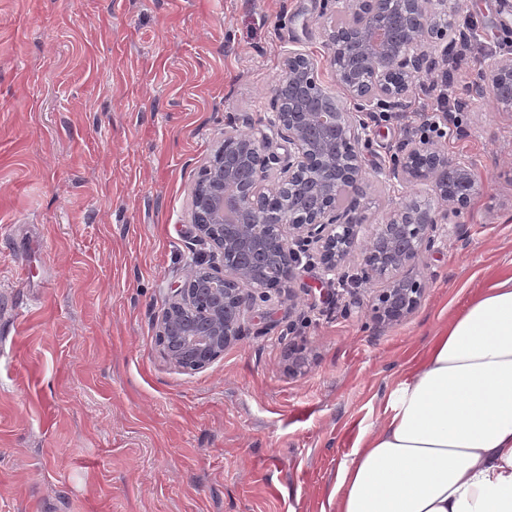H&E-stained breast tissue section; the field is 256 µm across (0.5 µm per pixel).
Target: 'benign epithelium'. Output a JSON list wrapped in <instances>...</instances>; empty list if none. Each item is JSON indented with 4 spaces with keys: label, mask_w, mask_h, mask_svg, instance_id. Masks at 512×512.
<instances>
[{
    "label": "benign epithelium",
    "mask_w": 512,
    "mask_h": 512,
    "mask_svg": "<svg viewBox=\"0 0 512 512\" xmlns=\"http://www.w3.org/2000/svg\"><path fill=\"white\" fill-rule=\"evenodd\" d=\"M336 20L322 27L326 60L345 99L326 92L317 61L290 50L273 90L272 111L242 130L230 119L224 139L193 192L192 233L211 246L194 258L185 280L158 318L165 358L197 371L245 334L250 314L287 292L305 251H316L323 278L343 282V260L361 251L359 284L381 283L370 296L374 321L397 324L420 307L425 285L415 270L421 255L459 226L477 190L472 164L427 141L414 142L375 176L401 195L374 224L361 203L369 172L362 148L374 128L377 101L399 105L414 81L448 62L455 45L453 0H331ZM477 95L495 92L512 112V55L484 66ZM353 103L355 109L347 107ZM288 143L281 158L274 143ZM372 230L359 242L362 226Z\"/></svg>",
    "instance_id": "benign-epithelium-1"
}]
</instances>
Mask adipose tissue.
Wrapping results in <instances>:
<instances>
[{"label": "adipose tissue", "instance_id": "adipose-tissue-1", "mask_svg": "<svg viewBox=\"0 0 512 512\" xmlns=\"http://www.w3.org/2000/svg\"><path fill=\"white\" fill-rule=\"evenodd\" d=\"M338 470L335 512H512V272L406 365Z\"/></svg>", "mask_w": 512, "mask_h": 512}]
</instances>
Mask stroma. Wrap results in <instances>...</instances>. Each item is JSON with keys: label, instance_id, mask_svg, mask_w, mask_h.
Masks as SVG:
<instances>
[{"label": "stroma", "instance_id": "stroma-1", "mask_svg": "<svg viewBox=\"0 0 512 512\" xmlns=\"http://www.w3.org/2000/svg\"><path fill=\"white\" fill-rule=\"evenodd\" d=\"M323 0H0V512H334L358 426L494 273L512 269V112L470 88L505 54L496 0L453 73L477 190L424 252L421 307L376 324L369 292L301 267L293 305L256 315L186 372L157 319L193 253L192 188L227 116L263 118L283 53L325 61ZM417 83L376 128L389 164L430 102Z\"/></svg>", "mask_w": 512, "mask_h": 512}]
</instances>
